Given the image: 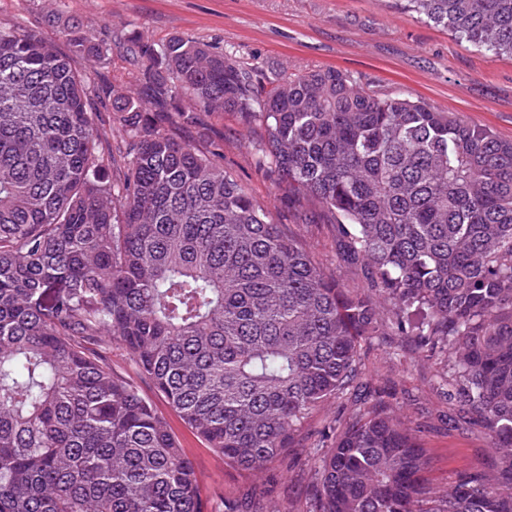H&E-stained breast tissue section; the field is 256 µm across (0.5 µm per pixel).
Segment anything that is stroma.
Wrapping results in <instances>:
<instances>
[{
  "instance_id": "1",
  "label": "stroma",
  "mask_w": 512,
  "mask_h": 512,
  "mask_svg": "<svg viewBox=\"0 0 512 512\" xmlns=\"http://www.w3.org/2000/svg\"><path fill=\"white\" fill-rule=\"evenodd\" d=\"M0 17L23 30L36 31L69 54L66 37L80 22L110 47L107 61L76 59L77 69L111 84L128 63L123 45L141 34L161 43L180 35L207 42L262 70L266 81L282 71L335 68L365 88L418 99L427 107L451 112L512 139V58L458 39L447 28L407 11L399 0H5ZM180 137L215 144L224 151V168L264 208L272 223L288 222V200L275 176L255 163L258 126L239 114L204 115ZM326 273L350 288L365 287L359 269L342 257L332 225L313 216L292 226ZM436 367L419 360L402 336H384L360 363L369 386L393 385L396 409L403 420L418 425L432 467L430 486L445 490L455 474L486 461L491 442L481 431L451 432L449 405L434 386ZM141 395L177 436L192 463L208 507L221 498L242 497L254 487L271 486L273 497L264 512H300L306 472L277 462L248 474L225 465L206 443L158 396L148 382Z\"/></svg>"
}]
</instances>
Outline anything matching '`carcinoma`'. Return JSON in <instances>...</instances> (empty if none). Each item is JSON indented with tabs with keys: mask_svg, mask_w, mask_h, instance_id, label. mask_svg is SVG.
<instances>
[{
	"mask_svg": "<svg viewBox=\"0 0 512 512\" xmlns=\"http://www.w3.org/2000/svg\"><path fill=\"white\" fill-rule=\"evenodd\" d=\"M403 2L512 57V0ZM67 37L71 57L0 21V512H205L114 342L225 464L258 472L308 467L305 419L359 388L390 332L439 361L448 430L481 428L492 454L430 487L394 393L370 387L320 431L306 512H512V141L334 68L266 86L182 36L138 39L125 96L74 67L106 44ZM202 112L260 126L256 165L334 225L368 288L271 223L224 153L167 130Z\"/></svg>",
	"mask_w": 512,
	"mask_h": 512,
	"instance_id": "cac0c4a2",
	"label": "carcinoma"
}]
</instances>
